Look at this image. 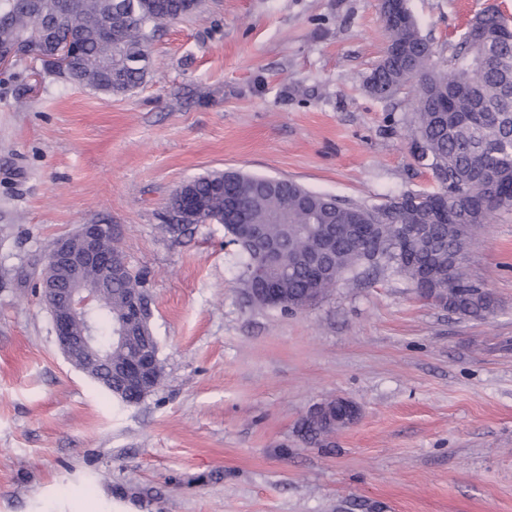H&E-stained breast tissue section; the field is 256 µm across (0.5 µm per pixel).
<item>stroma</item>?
<instances>
[{"label":"stroma","mask_w":512,"mask_h":512,"mask_svg":"<svg viewBox=\"0 0 512 512\" xmlns=\"http://www.w3.org/2000/svg\"><path fill=\"white\" fill-rule=\"evenodd\" d=\"M492 5L512 18V0H408L442 68ZM386 44L379 0H203L127 93L29 59L0 72V512H512V210L467 245L496 302L477 321L388 270L260 307L223 225L160 219L229 170L369 206L432 189L413 86L363 88ZM101 219L163 366L134 404L65 361L38 292L51 244ZM337 398L357 420L304 442L308 409Z\"/></svg>","instance_id":"35a3bbf8"}]
</instances>
